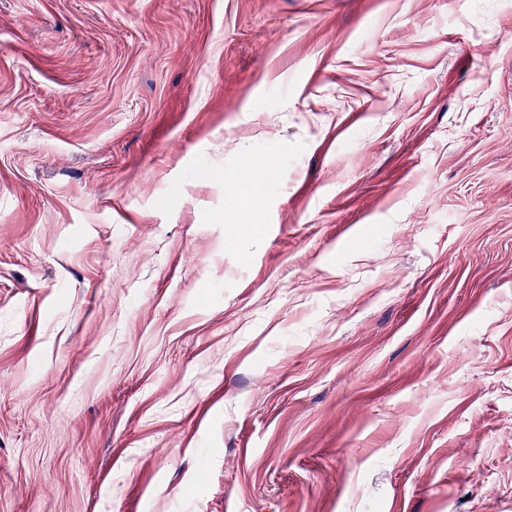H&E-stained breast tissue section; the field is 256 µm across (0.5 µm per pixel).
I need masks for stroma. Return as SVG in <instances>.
<instances>
[{"mask_svg":"<svg viewBox=\"0 0 512 512\" xmlns=\"http://www.w3.org/2000/svg\"><path fill=\"white\" fill-rule=\"evenodd\" d=\"M0 512H512V0H0Z\"/></svg>","mask_w":512,"mask_h":512,"instance_id":"1","label":"stroma"}]
</instances>
